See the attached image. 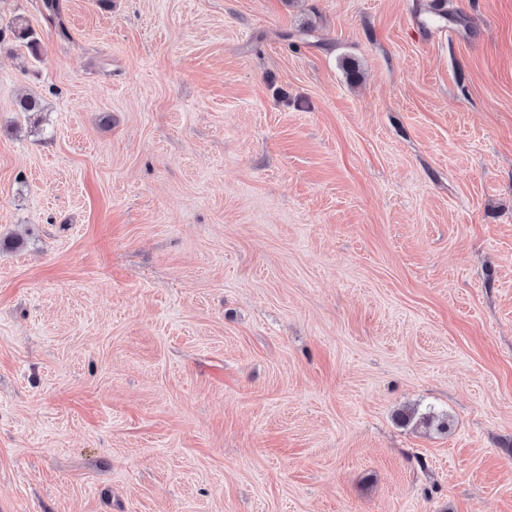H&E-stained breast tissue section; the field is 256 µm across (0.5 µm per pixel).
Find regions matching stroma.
<instances>
[{"label":"stroma","mask_w":512,"mask_h":512,"mask_svg":"<svg viewBox=\"0 0 512 512\" xmlns=\"http://www.w3.org/2000/svg\"><path fill=\"white\" fill-rule=\"evenodd\" d=\"M445 2L0 0V512H512V0ZM418 413L416 411H404L399 414L398 418L404 423H410L417 418ZM416 425H420L424 428H436V430H448V415L446 413L436 412L435 410H429L428 412L420 414L416 419Z\"/></svg>","instance_id":"obj_1"}]
</instances>
